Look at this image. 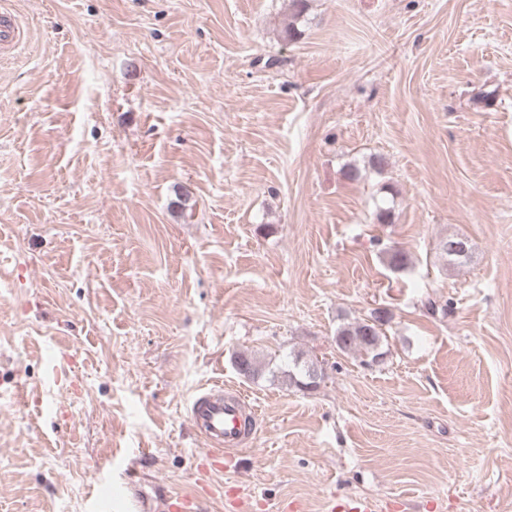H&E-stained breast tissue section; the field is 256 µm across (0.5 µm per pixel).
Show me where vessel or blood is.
I'll list each match as a JSON object with an SVG mask.
<instances>
[{
  "instance_id": "vessel-or-blood-1",
  "label": "vessel or blood",
  "mask_w": 512,
  "mask_h": 512,
  "mask_svg": "<svg viewBox=\"0 0 512 512\" xmlns=\"http://www.w3.org/2000/svg\"><path fill=\"white\" fill-rule=\"evenodd\" d=\"M23 38L18 17L10 10H0V51L16 48ZM197 435L215 458H235L255 437L259 417L257 407L244 396L225 394L216 385L199 393L189 408ZM398 501L380 502L371 498L346 497L332 499L331 512H397Z\"/></svg>"
}]
</instances>
